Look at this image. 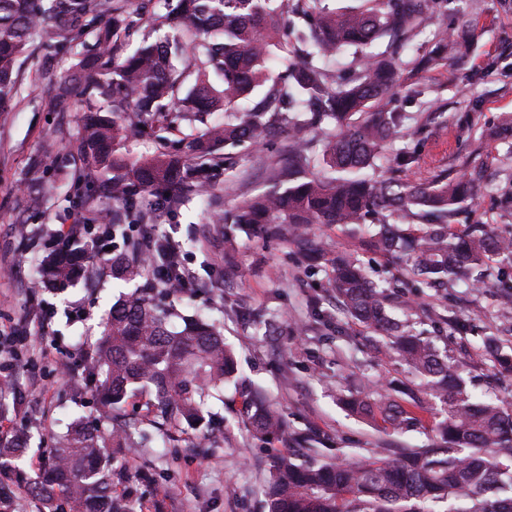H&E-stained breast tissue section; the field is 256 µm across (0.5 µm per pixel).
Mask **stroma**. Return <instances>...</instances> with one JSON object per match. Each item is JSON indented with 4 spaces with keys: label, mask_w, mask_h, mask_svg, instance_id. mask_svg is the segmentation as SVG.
I'll use <instances>...</instances> for the list:
<instances>
[{
    "label": "stroma",
    "mask_w": 512,
    "mask_h": 512,
    "mask_svg": "<svg viewBox=\"0 0 512 512\" xmlns=\"http://www.w3.org/2000/svg\"><path fill=\"white\" fill-rule=\"evenodd\" d=\"M473 48L459 67L416 69L419 56L435 49L446 24L435 17L419 35L396 44L380 41L374 52L393 54L401 65L395 109L400 133L386 151L384 168L399 177L430 180L436 174L469 167L485 168L489 179L477 199L456 218L460 224H490L512 233V137L499 138L512 120V0H454ZM79 57L33 39L20 57V89L10 112L0 115V330L25 324L37 350L47 389L31 388L20 374L5 396L14 410L0 416V442L22 431L33 432L32 446L49 450L68 424L99 412L92 388L78 378L85 351L101 336L100 318L130 286L101 273L63 291L48 289L36 268L59 241L54 230L77 223V210L65 196L81 166L75 137L79 115L54 106L58 86L43 74L63 76ZM438 120H430V113ZM280 132L257 149L226 148L234 179L219 184L217 205L227 210L259 194L288 149ZM413 161L395 167L396 154ZM62 158L53 186L40 205L26 182L29 165L44 156ZM213 205L192 198L157 227L182 242L186 263L197 274L181 294L184 311L218 322L224 341L235 352L238 369L255 391L277 409L286 423V439H257L232 391L211 400L213 427L220 440L208 453L197 449L199 433L174 430L167 447L126 452L134 482L116 484L134 491L143 512H267L264 487L275 450L291 449L321 462H355L378 449L431 448L439 444L436 411L421 412L410 427L395 431L381 418L350 413L342 395L358 389L380 395L396 386L422 388L420 378L374 345L378 335L358 323L326 289L325 272H310L304 247L360 249L343 228L317 225L304 243L276 237L239 236L232 256L224 254L221 224L210 223ZM412 313L416 330L451 357L466 362L468 389L486 400L506 384L484 346L486 337L512 341V309H503L492 289L458 281L447 288H418Z\"/></svg>",
    "instance_id": "35a3bbf8"
}]
</instances>
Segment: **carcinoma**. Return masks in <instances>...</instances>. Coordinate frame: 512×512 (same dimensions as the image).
Wrapping results in <instances>:
<instances>
[{
	"label": "carcinoma",
	"instance_id": "obj_1",
	"mask_svg": "<svg viewBox=\"0 0 512 512\" xmlns=\"http://www.w3.org/2000/svg\"><path fill=\"white\" fill-rule=\"evenodd\" d=\"M323 0H165L169 31L145 37L123 60L115 57L117 36L133 24L122 0H0V112L17 95V64L30 39L71 49L86 34L101 51L81 57L63 85H77L85 97L78 150L83 168L73 181L72 198L90 209V221L138 224L137 240L122 243L98 266L92 243L53 250L40 264L43 280L64 290L81 276L105 269L127 283L144 277L142 254L172 278L170 265L151 227L185 200L216 201L225 170L221 150L257 147L286 128L288 151L274 169L272 185L232 209L218 210L217 224L264 230L298 241L315 224H336L361 235L367 246L397 257L400 277L413 288H433L458 278L481 286L491 263L512 266V236L490 224H454L474 202L483 178L473 168L431 181L386 177L379 162L399 132L401 116L394 95L399 82L396 59L373 54L377 41L411 39L425 22L448 10V0H363L340 12ZM440 32L434 53L417 61L427 70L443 60L466 56L471 42ZM278 71L268 68L274 48ZM354 49L348 67L326 66ZM264 88L253 106L239 101ZM377 106L366 112L369 104ZM224 123L209 124L212 112ZM327 138L323 162L336 176L324 180L309 172L306 134ZM160 141L152 156H136L126 143L138 136ZM309 270L328 272L336 301L358 322L385 338V348L412 372L427 379L430 399L440 403L437 431L443 444L404 448L396 456L357 464L301 462L276 452L266 490L269 512H434L430 505L451 501L448 512H512V395L481 401L466 389L462 362L392 317L394 298L370 281L353 251L307 248ZM496 297L512 305V275L496 277ZM171 288L137 285L112 305L101 323L102 336L88 351L82 377L94 387L102 420L76 419L42 463L28 491L39 512H140L130 493L117 495L125 477L115 466L124 448H141L149 438L125 421V404L142 392L153 395L150 425L165 439L181 422H200L210 400L224 399V387L237 374L234 352L224 344L216 322L184 315ZM490 357L512 376V345L490 338ZM406 403L387 393L377 402L351 396L345 403L361 416L380 415L394 430L417 421L423 399L401 390ZM252 432L262 437L284 431L281 415L260 396L243 400ZM31 435L0 444V474L20 470ZM0 479V512H22Z\"/></svg>",
	"mask_w": 512,
	"mask_h": 512
}]
</instances>
